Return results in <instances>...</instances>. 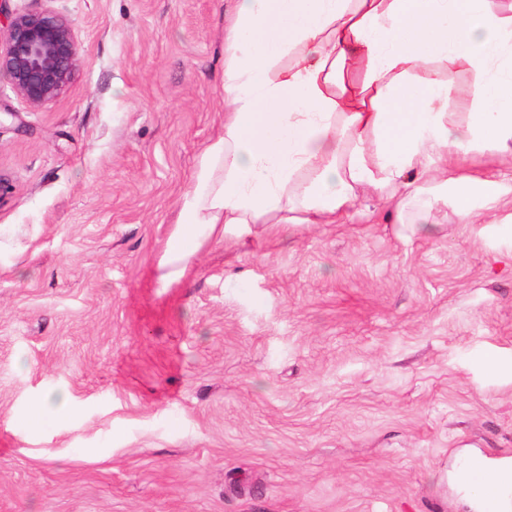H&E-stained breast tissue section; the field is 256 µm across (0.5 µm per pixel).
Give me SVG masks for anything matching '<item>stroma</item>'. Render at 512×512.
<instances>
[{"instance_id": "stroma-1", "label": "stroma", "mask_w": 512, "mask_h": 512, "mask_svg": "<svg viewBox=\"0 0 512 512\" xmlns=\"http://www.w3.org/2000/svg\"><path fill=\"white\" fill-rule=\"evenodd\" d=\"M7 6L69 19L78 54L39 107L0 74V512H464L459 452L512 460L502 226L364 199L167 280L224 127L226 0Z\"/></svg>"}]
</instances>
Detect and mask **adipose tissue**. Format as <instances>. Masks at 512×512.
<instances>
[{"mask_svg":"<svg viewBox=\"0 0 512 512\" xmlns=\"http://www.w3.org/2000/svg\"><path fill=\"white\" fill-rule=\"evenodd\" d=\"M223 90L224 131L200 155L166 278L218 225L332 224L360 187L399 224L447 203L463 224H512L506 186L455 166L512 156V2L232 0ZM452 481L467 512H512L511 463L472 456Z\"/></svg>","mask_w":512,"mask_h":512,"instance_id":"adipose-tissue-1","label":"adipose tissue"}]
</instances>
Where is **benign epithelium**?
<instances>
[{
	"label": "benign epithelium",
	"mask_w": 512,
	"mask_h": 512,
	"mask_svg": "<svg viewBox=\"0 0 512 512\" xmlns=\"http://www.w3.org/2000/svg\"><path fill=\"white\" fill-rule=\"evenodd\" d=\"M5 50H0V72L32 106L59 96L68 85L77 57L72 23L45 13H13L0 4Z\"/></svg>",
	"instance_id": "benign-epithelium-1"
}]
</instances>
